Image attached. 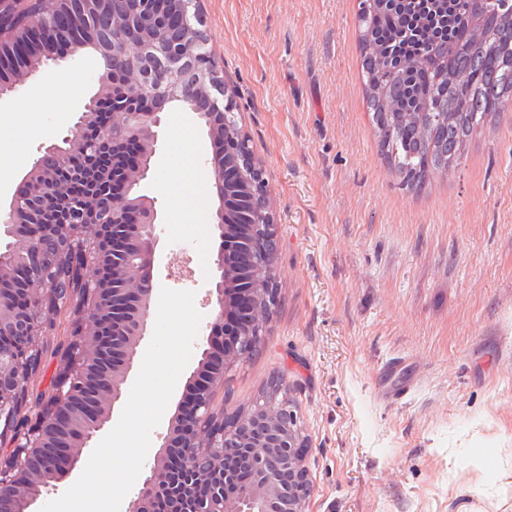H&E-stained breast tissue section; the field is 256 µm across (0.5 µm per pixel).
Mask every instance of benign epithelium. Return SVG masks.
I'll return each mask as SVG.
<instances>
[{"label": "benign epithelium", "mask_w": 512, "mask_h": 512, "mask_svg": "<svg viewBox=\"0 0 512 512\" xmlns=\"http://www.w3.org/2000/svg\"><path fill=\"white\" fill-rule=\"evenodd\" d=\"M71 0H0V47L20 45L21 31L44 32V41L31 72L42 61L61 53L73 57L89 47L72 39L54 24L57 2ZM131 12L151 28L149 36L130 43L117 24L112 42L101 51L105 71L96 94L85 102L77 126L93 120V101L112 88V58L125 61L130 82L148 93L151 107L124 112L107 125L101 137L112 142V155L123 157L112 185L99 189V205L69 224H30L20 221L35 202L23 189L39 182L40 204L52 196L55 185L71 177L69 154L77 148H44L21 188L12 196L6 214L15 218L7 230L17 261L0 268V331L19 332L14 341L0 340V442L11 451L0 457V512H38L43 493L56 489L75 469L82 449L112 420L128 377L137 363L138 347L148 334L155 302L160 224L155 200L141 193L153 172L161 114L173 107L192 112L208 128L211 139L224 130V107L232 106L228 94L216 93L217 72L197 63V50L205 33L188 20L186 0H130ZM56 165L48 170L45 160ZM218 207L215 224L224 245L214 261L208 295L215 298L211 321L198 339L197 366L186 382L184 400L166 433L161 451L137 496L125 512H151L163 475L179 466L197 480L198 491L190 512H306L313 491L306 466L308 438L294 429L296 414L288 423L277 412L266 411L267 433L261 439L240 441L224 429V413L213 408L217 391L224 389V374L253 350L256 336L243 335V327L261 326L276 302V292L243 286L235 278L238 264L252 259L259 244L245 245L238 225L228 223L236 207L229 194L233 179L224 175V163L211 161ZM80 252L77 288L60 301L50 299L55 269L70 253ZM71 305L69 339L61 349L63 368L53 392L32 404L27 381L41 359L42 336L54 323L61 305ZM250 448L252 484L246 497H234L227 487L235 476L221 471L224 455L236 447ZM55 476L49 480L44 468Z\"/></svg>", "instance_id": "1"}]
</instances>
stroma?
<instances>
[{
    "label": "stroma",
    "mask_w": 512,
    "mask_h": 512,
    "mask_svg": "<svg viewBox=\"0 0 512 512\" xmlns=\"http://www.w3.org/2000/svg\"><path fill=\"white\" fill-rule=\"evenodd\" d=\"M360 0H200L207 48L270 194L277 301L253 354L215 406H253L280 377L309 438L308 512H512V106L479 129L457 166L419 192L381 155L361 75ZM93 50L47 62L0 98V208L25 177L3 159L21 96L41 99L29 161L60 142L97 90ZM142 185L162 218L161 286L190 290L203 317L220 242L187 213L203 194L207 128L164 114ZM66 324L42 338L29 384L47 395ZM403 359L400 404L379 397ZM403 362L400 360L393 361L384 367V376L386 381L381 386L379 395L381 398L389 404L401 403L410 393L411 386L407 384L393 385L388 378L392 377L393 374L402 366Z\"/></svg>",
    "instance_id": "stroma-1"
}]
</instances>
